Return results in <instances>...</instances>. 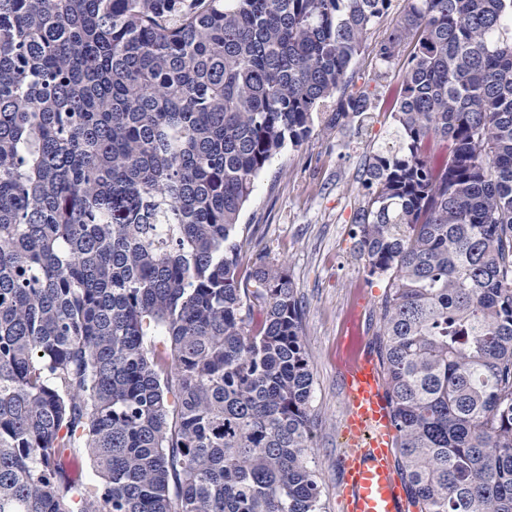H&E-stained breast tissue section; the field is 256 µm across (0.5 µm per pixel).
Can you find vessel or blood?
Segmentation results:
<instances>
[{"instance_id":"vessel-or-blood-1","label":"vessel or blood","mask_w":512,"mask_h":512,"mask_svg":"<svg viewBox=\"0 0 512 512\" xmlns=\"http://www.w3.org/2000/svg\"><path fill=\"white\" fill-rule=\"evenodd\" d=\"M345 415L342 435L346 512H409L405 486L395 468L397 428L378 359L354 352L341 364Z\"/></svg>"}]
</instances>
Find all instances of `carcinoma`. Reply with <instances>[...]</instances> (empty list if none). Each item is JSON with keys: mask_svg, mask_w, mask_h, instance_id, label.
<instances>
[{"mask_svg": "<svg viewBox=\"0 0 512 512\" xmlns=\"http://www.w3.org/2000/svg\"><path fill=\"white\" fill-rule=\"evenodd\" d=\"M403 2L355 218L397 465L418 512H512V0ZM392 4L0 0V512H321L302 308L239 278L240 216L314 113L373 109Z\"/></svg>", "mask_w": 512, "mask_h": 512, "instance_id": "carcinoma-1", "label": "carcinoma"}]
</instances>
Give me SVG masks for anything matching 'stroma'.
Returning <instances> with one entry per match:
<instances>
[{"label":"stroma","mask_w":512,"mask_h":512,"mask_svg":"<svg viewBox=\"0 0 512 512\" xmlns=\"http://www.w3.org/2000/svg\"><path fill=\"white\" fill-rule=\"evenodd\" d=\"M392 20L373 30L353 63L357 88L375 108L366 120L329 128L316 118L311 138L285 147L255 180L240 217L253 244L242 255L239 276L253 280L268 262L284 266L304 318L303 342L313 371L311 454L322 491V512H343V379L338 363L349 351L347 322L359 328L361 345L375 351V332L386 292L385 278L370 275L356 252L355 217L366 201L363 174L370 156L389 146L403 69L410 54L381 62L376 44L388 38Z\"/></svg>","instance_id":"35a3bbf8"}]
</instances>
